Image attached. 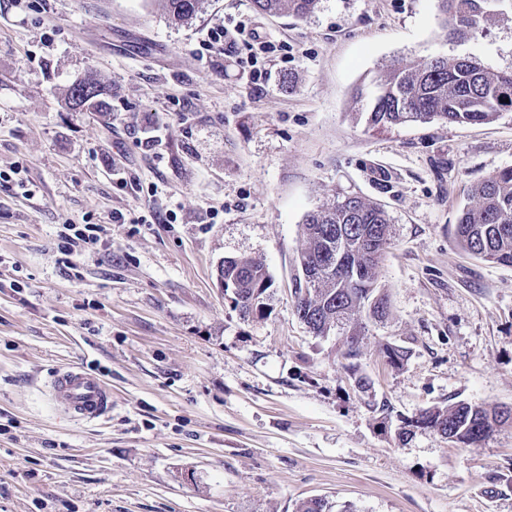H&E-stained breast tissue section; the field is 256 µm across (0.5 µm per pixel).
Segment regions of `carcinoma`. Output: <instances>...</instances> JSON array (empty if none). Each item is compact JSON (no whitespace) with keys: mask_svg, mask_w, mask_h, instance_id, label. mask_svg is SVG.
<instances>
[{"mask_svg":"<svg viewBox=\"0 0 512 512\" xmlns=\"http://www.w3.org/2000/svg\"><path fill=\"white\" fill-rule=\"evenodd\" d=\"M171 20L184 22L200 10L202 0H162ZM512 0H438L442 24L449 36L467 40L476 37L481 24L497 8ZM319 0H252L260 14H287L298 18L312 14ZM90 86L107 92L106 97L84 108L86 112L112 110V88L89 73L70 85L65 104L79 111L76 87ZM366 121L373 127H388L408 122L441 120L449 124H484L500 113L512 110V72H495L471 56L443 57L411 61L393 68L366 92ZM469 203L458 217L455 234L461 249L487 262L512 266V167L496 171L474 184ZM356 225L362 242H350L347 265L322 280L319 288L297 299L299 319L317 336L325 329H339L344 335L362 334L357 314L373 310L385 313V298L378 293L376 269L390 243L392 228L386 212L357 196L323 206L306 215L304 247L299 264L310 266L321 255L340 246L347 231ZM224 278L235 285V305L239 309L262 312L268 307L271 277L265 265L254 258L233 257L224 263ZM387 363L397 368L407 359L400 346L384 350ZM420 418L427 428L444 439L458 438L469 446L488 438L496 426L512 419L503 410L458 403L426 409Z\"/></svg>","mask_w":512,"mask_h":512,"instance_id":"obj_1","label":"carcinoma"}]
</instances>
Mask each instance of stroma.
Instances as JSON below:
<instances>
[{
  "label": "stroma",
  "mask_w": 512,
  "mask_h": 512,
  "mask_svg": "<svg viewBox=\"0 0 512 512\" xmlns=\"http://www.w3.org/2000/svg\"><path fill=\"white\" fill-rule=\"evenodd\" d=\"M247 16L290 46L260 88L198 55L214 22ZM435 55L511 70L512 15L460 42L437 0H320L301 20L203 0L182 23L160 0H0V512H296L317 497L330 512H512V423L462 448L399 436L433 406L512 407V266L455 238L470 186L512 167V112L373 128L356 97ZM90 72L111 111L66 107ZM346 196L393 228L388 314L359 339L364 390L341 332L313 335L293 297L307 213ZM85 222L102 245L64 259ZM227 257L265 264L264 314L221 288ZM64 365L111 384L108 419L57 410L47 377ZM77 86H90L93 88H101L104 89L107 92L106 97H104L102 100L93 103L85 108L79 109V103L77 98H75V91ZM112 88L99 80L96 75L89 73L87 74L83 79H81L78 82H75L74 84H71L65 94V104L69 109H71L74 112H108L111 111L112 105L110 104L109 100H112Z\"/></svg>",
  "instance_id": "stroma-1"
}]
</instances>
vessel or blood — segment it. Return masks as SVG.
I'll return each mask as SVG.
<instances>
[{"label": "vessel or blood", "instance_id": "vessel-or-blood-1", "mask_svg": "<svg viewBox=\"0 0 512 512\" xmlns=\"http://www.w3.org/2000/svg\"><path fill=\"white\" fill-rule=\"evenodd\" d=\"M52 400L67 418L94 423L112 413V387L98 374L82 367H59L50 372Z\"/></svg>", "mask_w": 512, "mask_h": 512}]
</instances>
